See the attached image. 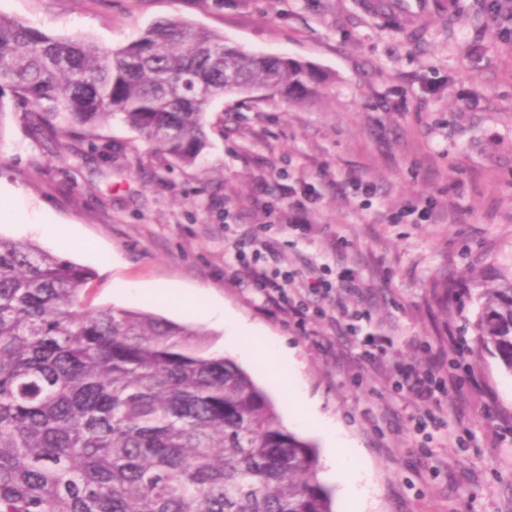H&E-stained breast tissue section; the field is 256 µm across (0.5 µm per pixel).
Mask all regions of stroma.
<instances>
[{
  "label": "stroma",
  "instance_id": "obj_1",
  "mask_svg": "<svg viewBox=\"0 0 512 512\" xmlns=\"http://www.w3.org/2000/svg\"><path fill=\"white\" fill-rule=\"evenodd\" d=\"M0 14L108 49L180 18L313 68L322 81L304 99L261 89L214 100L191 166L118 118L95 143L50 146L7 99L0 204L21 217L0 222V236L91 269V307L204 333L315 444L335 512L349 507L326 441L295 420L291 389L355 443L370 512H512V372L474 329L484 289L512 274V21H493L486 0H453L412 29L365 0H0ZM357 178L375 186L371 200ZM305 188L317 200L300 233L288 198ZM411 205L432 220L405 216ZM397 212L401 223H388ZM346 269L352 282L338 284ZM257 271L287 302L255 288ZM316 276L333 290L310 289ZM172 289L223 303L251 337L172 306ZM369 333L384 347L373 358L362 354ZM272 340L292 368L261 357ZM410 367L433 372L436 402L398 388Z\"/></svg>",
  "mask_w": 512,
  "mask_h": 512
}]
</instances>
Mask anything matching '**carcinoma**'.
Segmentation results:
<instances>
[{
  "label": "carcinoma",
  "instance_id": "carcinoma-1",
  "mask_svg": "<svg viewBox=\"0 0 512 512\" xmlns=\"http://www.w3.org/2000/svg\"><path fill=\"white\" fill-rule=\"evenodd\" d=\"M319 81L180 19L107 50L0 14V117L7 87L47 139L121 115L191 164L215 99ZM92 276L0 237V512H333L314 445L248 373L188 324L87 307ZM475 330L512 372V276L483 292Z\"/></svg>",
  "mask_w": 512,
  "mask_h": 512
}]
</instances>
